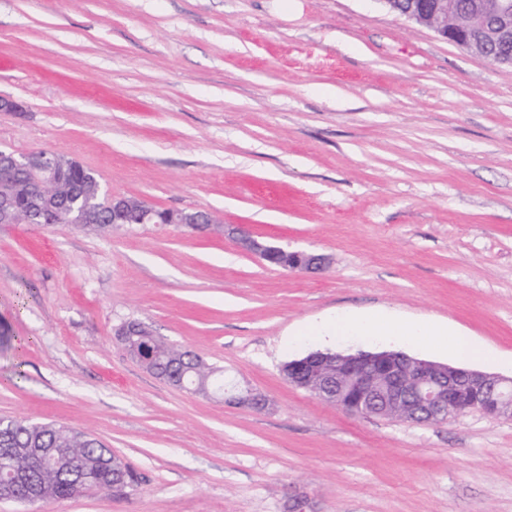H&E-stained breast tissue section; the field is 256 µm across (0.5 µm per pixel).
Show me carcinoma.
I'll return each mask as SVG.
<instances>
[{
  "label": "carcinoma",
  "instance_id": "obj_1",
  "mask_svg": "<svg viewBox=\"0 0 512 512\" xmlns=\"http://www.w3.org/2000/svg\"><path fill=\"white\" fill-rule=\"evenodd\" d=\"M72 192L79 201L69 210H59L56 223L75 226L83 220L85 208H97L98 199L86 172L79 167L68 169L65 187L61 193ZM14 197L22 208L18 222L44 223L43 214L28 202L30 188L25 172L19 171L13 181L0 183V196ZM133 345L153 357L156 376L168 379L172 364L183 366L185 380L198 384L211 383L213 368L196 353L176 348L160 336L150 332L134 337ZM22 448H53V463L33 468ZM24 472L39 490V502L64 500L91 491H112V486L125 475L129 482L137 483L130 468L112 455L110 449L92 434L53 423L32 424L25 420L10 419L0 429V489L11 482L15 473Z\"/></svg>",
  "mask_w": 512,
  "mask_h": 512
}]
</instances>
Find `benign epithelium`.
I'll return each instance as SVG.
<instances>
[{
  "instance_id": "obj_1",
  "label": "benign epithelium",
  "mask_w": 512,
  "mask_h": 512,
  "mask_svg": "<svg viewBox=\"0 0 512 512\" xmlns=\"http://www.w3.org/2000/svg\"><path fill=\"white\" fill-rule=\"evenodd\" d=\"M448 0H411L402 17L429 28L447 41L483 54L484 43L494 40L512 43V0H477L471 19L464 25L448 22ZM65 167L56 153L31 151L17 154L0 150V181H7L19 170L33 172L35 194L32 203H52L69 207L72 197L52 192ZM106 208L112 210V223L124 219L132 209L141 214L143 224H183L192 230L207 231L210 221L192 211H156L139 201L103 193ZM243 250L272 261L279 267L300 272L322 269L328 257L262 243L254 238L240 239ZM285 377L320 399L341 410L362 417H391L413 423H445L452 416L478 411L499 419L512 417V377L505 378L472 369L439 364L400 352L360 351L353 355L332 356L313 353L288 362ZM210 395L236 406L262 408L265 398L238 386L228 389L214 380Z\"/></svg>"
}]
</instances>
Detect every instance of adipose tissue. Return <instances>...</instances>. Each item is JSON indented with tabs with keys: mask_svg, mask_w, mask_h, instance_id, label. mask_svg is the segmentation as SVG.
Masks as SVG:
<instances>
[{
	"mask_svg": "<svg viewBox=\"0 0 512 512\" xmlns=\"http://www.w3.org/2000/svg\"><path fill=\"white\" fill-rule=\"evenodd\" d=\"M343 328H358L372 335L401 336L408 341L428 344L439 336H446L450 353L458 360L470 361L485 357L479 345L459 333H447L445 328L424 321H413L402 317L377 313L362 317L335 316L323 319L316 327L319 335L332 336Z\"/></svg>",
	"mask_w": 512,
	"mask_h": 512,
	"instance_id": "1",
	"label": "adipose tissue"
}]
</instances>
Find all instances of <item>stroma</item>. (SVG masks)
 <instances>
[{
    "instance_id": "stroma-1",
    "label": "stroma",
    "mask_w": 512,
    "mask_h": 512,
    "mask_svg": "<svg viewBox=\"0 0 512 512\" xmlns=\"http://www.w3.org/2000/svg\"><path fill=\"white\" fill-rule=\"evenodd\" d=\"M0 149L48 150L114 195L220 232L0 224V418L93 433L138 485L0 512H512V419L363 418L289 384L312 352L447 348L308 327L440 321L512 376V67L376 0H0ZM322 254L269 265L238 230ZM142 322L270 401L171 386Z\"/></svg>"
}]
</instances>
